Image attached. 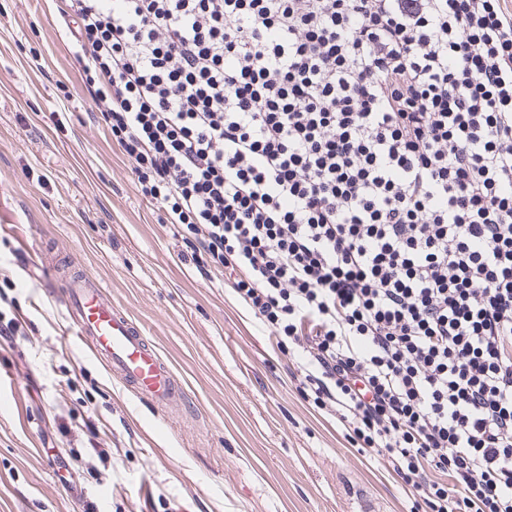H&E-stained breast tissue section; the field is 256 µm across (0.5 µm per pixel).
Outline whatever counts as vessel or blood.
Returning <instances> with one entry per match:
<instances>
[{
  "instance_id": "1",
  "label": "vessel or blood",
  "mask_w": 512,
  "mask_h": 512,
  "mask_svg": "<svg viewBox=\"0 0 512 512\" xmlns=\"http://www.w3.org/2000/svg\"><path fill=\"white\" fill-rule=\"evenodd\" d=\"M46 285L62 295L72 315L76 341L131 393L158 411L183 402L186 389L172 365L141 325L107 297L102 277L75 264L65 270L56 265L50 268Z\"/></svg>"
}]
</instances>
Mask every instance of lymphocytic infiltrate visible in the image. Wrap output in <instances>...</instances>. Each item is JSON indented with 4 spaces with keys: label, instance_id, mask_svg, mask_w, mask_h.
I'll return each mask as SVG.
<instances>
[{
    "label": "lymphocytic infiltrate",
    "instance_id": "obj_1",
    "mask_svg": "<svg viewBox=\"0 0 512 512\" xmlns=\"http://www.w3.org/2000/svg\"><path fill=\"white\" fill-rule=\"evenodd\" d=\"M138 194L418 494L512 512V0H68Z\"/></svg>",
    "mask_w": 512,
    "mask_h": 512
}]
</instances>
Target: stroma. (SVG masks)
Returning a JSON list of instances; mask_svg holds the SVG:
<instances>
[{
  "label": "stroma",
  "mask_w": 512,
  "mask_h": 512,
  "mask_svg": "<svg viewBox=\"0 0 512 512\" xmlns=\"http://www.w3.org/2000/svg\"><path fill=\"white\" fill-rule=\"evenodd\" d=\"M64 7L0 0V310L23 325L0 336V512H408L401 478L302 402L294 360L137 194ZM69 260L144 326L188 405L155 411L63 342L44 268Z\"/></svg>",
  "instance_id": "1"
}]
</instances>
